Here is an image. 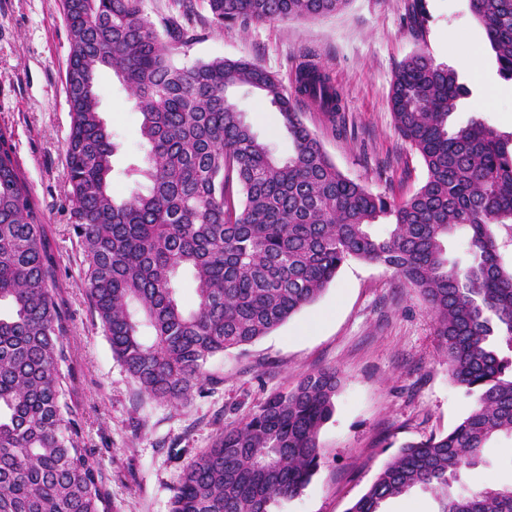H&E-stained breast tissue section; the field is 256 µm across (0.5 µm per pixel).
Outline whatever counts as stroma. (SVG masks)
I'll return each mask as SVG.
<instances>
[{
  "instance_id": "1",
  "label": "stroma",
  "mask_w": 512,
  "mask_h": 512,
  "mask_svg": "<svg viewBox=\"0 0 512 512\" xmlns=\"http://www.w3.org/2000/svg\"><path fill=\"white\" fill-rule=\"evenodd\" d=\"M413 0H350L318 18L217 28L195 26L187 61L257 62L294 88L300 62H315L341 96L329 116L298 100L305 125L336 167L375 193L411 196L426 169L397 134L390 105L398 66L420 49L436 62L476 55L458 73L470 89L448 119L479 120L512 132V92H502L493 53L469 0H422L425 35L417 37ZM69 43L61 0H0V126L13 134L20 168L44 228L53 295L65 315L68 401L108 493L112 512H170L185 467L224 428L258 412L267 398L305 375L335 369L339 388L332 418L319 435L321 464L311 483L276 512H346L383 465L409 440L443 434L474 400L448 373L428 306L385 266L347 262L321 296L251 345L210 358L203 380L179 408L142 394L113 356L82 286L86 257L73 230L63 171L70 127L65 86ZM101 116L120 144L115 167L143 159L141 117L110 70L98 78ZM233 101L256 135L287 158L292 142L276 108L240 89ZM456 493L487 482L512 484V439L484 450Z\"/></svg>"
}]
</instances>
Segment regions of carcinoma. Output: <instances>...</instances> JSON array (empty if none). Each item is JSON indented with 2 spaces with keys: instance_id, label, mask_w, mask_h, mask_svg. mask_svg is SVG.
<instances>
[{
  "instance_id": "carcinoma-1",
  "label": "carcinoma",
  "mask_w": 512,
  "mask_h": 512,
  "mask_svg": "<svg viewBox=\"0 0 512 512\" xmlns=\"http://www.w3.org/2000/svg\"><path fill=\"white\" fill-rule=\"evenodd\" d=\"M348 0H203L211 22L321 17ZM512 81V0H470ZM70 130L64 177L74 232L87 255L83 285L112 347L139 390L172 406L207 361L267 335L313 303L351 259L392 269L428 304L453 381L475 406L446 434L407 442L346 512H383L386 500L432 489L438 512H512V486L453 493L495 437H512V270L497 229H512V133L448 117L469 88L421 51L395 71L394 126L426 179L397 201L338 170L293 97L340 111L330 77L303 63L295 89L244 59L179 63L197 22L182 4L166 37L143 0H68ZM112 71L141 115L148 146L124 175L146 192L112 191L117 144L99 110L97 78ZM247 88L280 113L293 151L277 158L243 120L233 92ZM385 222L384 235L372 226ZM468 239V263L445 241ZM191 274L193 305L181 299ZM43 225L20 177L12 135L0 127V512H110L81 446L62 369L65 327L53 298ZM336 373H310L258 413L220 433L184 470L171 512H273L298 496L321 464Z\"/></svg>"
}]
</instances>
